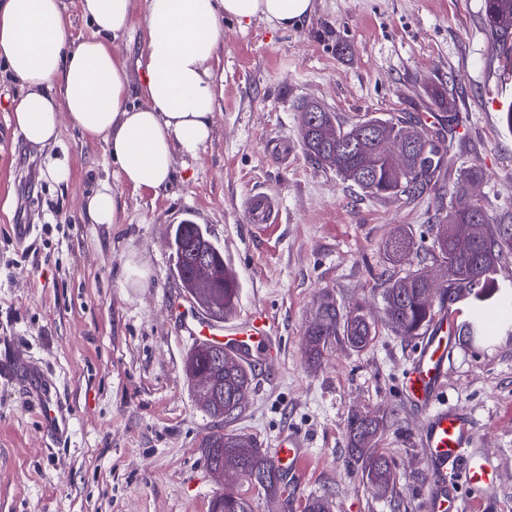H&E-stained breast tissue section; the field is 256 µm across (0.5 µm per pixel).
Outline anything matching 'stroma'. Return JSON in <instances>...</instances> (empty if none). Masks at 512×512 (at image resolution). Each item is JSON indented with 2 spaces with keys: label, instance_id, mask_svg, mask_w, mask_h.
<instances>
[{
  "label": "stroma",
  "instance_id": "1",
  "mask_svg": "<svg viewBox=\"0 0 512 512\" xmlns=\"http://www.w3.org/2000/svg\"><path fill=\"white\" fill-rule=\"evenodd\" d=\"M216 111L197 156L177 155L168 188L124 184L102 141L63 123L57 145L30 146L9 102L20 83L0 65V512H209L216 494L248 498L252 512H303L323 495L332 512H425L429 472L419 414L401 384L419 337L384 321L389 279L435 270L432 241L461 174L479 170L495 223L512 225V74L485 21L484 0H313L301 25L224 22L211 61ZM445 91L441 108L431 89ZM346 119L402 113L443 130L446 164L426 192L372 197L314 165L300 136L301 101ZM67 160L57 183L50 159ZM117 194L121 221L89 223L83 201L101 185ZM264 191L277 223L258 229L241 209ZM202 225L240 282L231 317L265 311L277 346L232 428L273 451L302 439L303 467L288 490L267 496L238 478L216 483L199 449L213 426L185 373L194 342L170 311L183 290L170 226ZM32 232L19 240L15 227ZM413 240L399 261L383 244L399 230ZM341 312L364 307L376 324L365 348L334 344L319 366L305 332L323 295ZM444 395L473 425V446L497 464L483 512H512V333L455 338ZM42 362L70 405L62 441L12 377ZM383 415L380 446L397 474L395 494L367 485L348 455L351 412Z\"/></svg>",
  "mask_w": 512,
  "mask_h": 512
}]
</instances>
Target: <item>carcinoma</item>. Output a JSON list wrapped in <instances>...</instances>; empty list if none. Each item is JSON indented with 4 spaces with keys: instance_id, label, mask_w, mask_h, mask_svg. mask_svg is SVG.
<instances>
[{
    "instance_id": "1",
    "label": "carcinoma",
    "mask_w": 512,
    "mask_h": 512,
    "mask_svg": "<svg viewBox=\"0 0 512 512\" xmlns=\"http://www.w3.org/2000/svg\"><path fill=\"white\" fill-rule=\"evenodd\" d=\"M504 14L512 17V0H485L487 24L496 35L503 57L512 60V26L499 23ZM320 119L321 124L334 128L336 135L326 138L317 128L301 132L306 154L316 164L336 171L343 180L370 196L419 193L444 165L445 153L441 142L425 133L423 141L411 149L406 168L397 171L392 167L380 147V140L400 131L404 124L400 118L363 116L342 120L334 113L324 111L320 113ZM365 130L371 131L375 140L372 154L368 157L348 148V143ZM446 219L450 224H482L486 234L467 251L457 249L450 240H433L434 258L448 267L449 276V284L441 286L438 292L439 306L456 302L463 292L474 295L479 302L491 299L495 292L501 291L493 265L512 255V232L507 229L494 232L490 229L492 219L481 200L474 201L466 211L459 210L453 202L449 203ZM410 245L408 233L399 232L386 243L385 252L391 257H397L409 250ZM173 249L176 273L181 285L190 281L195 257L202 251L224 276V304L233 307L239 294V280L230 264L224 260V254L207 237L200 225H176ZM426 288L428 284L420 273L415 272L393 280L382 291L385 322L398 335L417 336L433 321L436 305H428L421 299ZM319 311L320 322L306 329V335L311 337L307 358L314 365L321 362L334 343L344 341L361 349L376 334L374 323L361 307L345 315L335 304L330 303L319 308ZM487 312L485 306L474 307L471 320L461 326L460 332L465 336L478 335L482 317ZM186 371L191 379L196 371L209 374L214 397L205 413L210 418L222 416L226 424L237 418L242 408L237 406L234 396L237 391L250 388L254 377L251 364L224 354L222 346L200 344L190 353ZM346 427L350 456L365 464L366 481L379 490L393 488L395 477L390 462L378 448L379 436L385 428L384 419L353 413L348 417ZM240 437V433L226 430L222 426L204 436L200 448L207 466L212 468L230 458L237 463L245 477L256 478L259 489L266 494L282 495L286 484L281 470L256 440H251L252 446L249 448L238 447ZM210 508L215 512H251L247 498L233 493H222L219 498L212 499Z\"/></svg>"
}]
</instances>
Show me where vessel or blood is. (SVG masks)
Segmentation results:
<instances>
[{"mask_svg":"<svg viewBox=\"0 0 512 512\" xmlns=\"http://www.w3.org/2000/svg\"><path fill=\"white\" fill-rule=\"evenodd\" d=\"M245 207L251 224L262 226L277 220L275 200L269 193H252ZM173 308L182 315L184 328L195 341L235 349L254 359L270 352L274 344L275 327L264 311H255L234 323H222L195 315L179 301L174 302ZM461 314L457 306L444 308L436 314L403 380L406 399L424 418L420 443L431 471L429 505L432 512H481V499L477 494L469 499L451 494L456 474L449 469V461L468 457L466 479L477 492L493 482L490 464L470 454L469 445L474 438L472 427L459 411L438 400L453 354L450 335ZM23 383L39 411L44 433L52 438L66 435L70 429L71 409L50 371L42 363H30L23 373ZM274 461L279 467L299 470L304 463V453L298 438L284 437L274 450Z\"/></svg>","mask_w":512,"mask_h":512,"instance_id":"vessel-or-blood-1","label":"vessel or blood"}]
</instances>
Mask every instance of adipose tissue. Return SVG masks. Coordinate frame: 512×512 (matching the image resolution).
<instances>
[{
    "mask_svg": "<svg viewBox=\"0 0 512 512\" xmlns=\"http://www.w3.org/2000/svg\"><path fill=\"white\" fill-rule=\"evenodd\" d=\"M312 0H82L90 37L73 38L64 0H0V63L19 81L11 121L35 146L55 145L62 122L103 141L125 183L165 189L176 153L197 155L216 109L209 64L223 21L296 26ZM146 33L147 106L131 104L127 66L114 50L135 22Z\"/></svg>",
    "mask_w": 512,
    "mask_h": 512,
    "instance_id": "ef3b65f1",
    "label": "adipose tissue"
}]
</instances>
